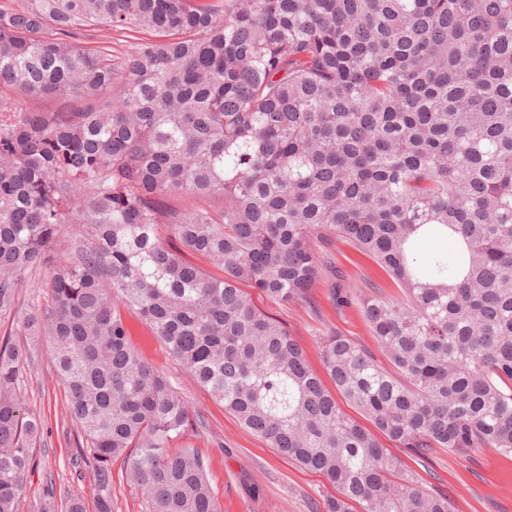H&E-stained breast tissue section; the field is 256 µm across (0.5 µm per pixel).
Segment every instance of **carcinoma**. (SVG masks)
<instances>
[{
  "instance_id": "carcinoma-1",
  "label": "carcinoma",
  "mask_w": 512,
  "mask_h": 512,
  "mask_svg": "<svg viewBox=\"0 0 512 512\" xmlns=\"http://www.w3.org/2000/svg\"><path fill=\"white\" fill-rule=\"evenodd\" d=\"M95 26L153 38L123 56L72 40ZM3 86L31 105L0 95V309L49 264L23 331L46 343L95 512H113L117 463L145 512H221L192 408L122 309L335 488L324 512H452L384 438L422 463L512 455V0H7ZM331 235L396 287L331 284L381 353L322 337L332 390L244 289L310 305ZM432 237L453 258L422 261ZM20 361L1 338L0 512H20L44 425Z\"/></svg>"
}]
</instances>
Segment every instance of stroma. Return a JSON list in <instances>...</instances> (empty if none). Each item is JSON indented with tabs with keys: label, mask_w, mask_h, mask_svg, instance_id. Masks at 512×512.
<instances>
[{
	"label": "stroma",
	"mask_w": 512,
	"mask_h": 512,
	"mask_svg": "<svg viewBox=\"0 0 512 512\" xmlns=\"http://www.w3.org/2000/svg\"><path fill=\"white\" fill-rule=\"evenodd\" d=\"M317 249L325 260L314 292V304L301 307L256 297V305L278 318L300 344L314 370H321L320 336L334 332L374 348L375 342L357 306H338L328 294L330 277L341 279L349 289L381 284L377 267L357 259L346 242L328 237ZM45 269L33 270L12 308L0 311V337H10L22 354L20 390L27 408L44 414L46 423L33 450V464L21 497V512H52L47 498L48 482L80 493L93 501L89 472H75L68 465L76 445L68 431L64 392L51 367L44 344L21 335L18 326L31 309L43 306ZM130 341L141 357L162 372L191 404L203 427L193 442L205 457L222 512H315L333 489L322 478L283 459L275 449L243 429L195 378L168 353L148 324L131 312H123ZM418 473H431L432 486L446 494L454 512H512V456L493 449L468 457L451 451L438 452L426 462L411 461Z\"/></svg>",
	"instance_id": "35a3bbf8"
}]
</instances>
